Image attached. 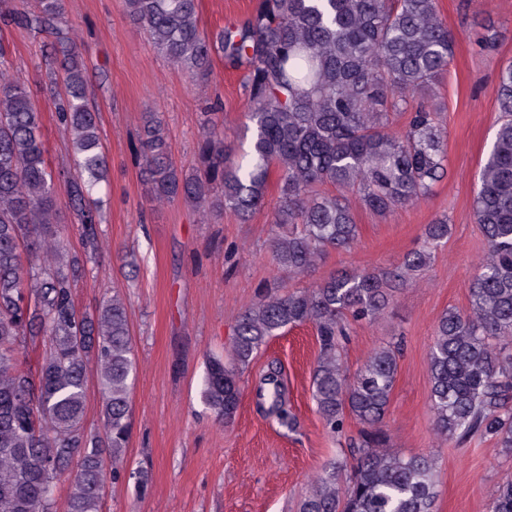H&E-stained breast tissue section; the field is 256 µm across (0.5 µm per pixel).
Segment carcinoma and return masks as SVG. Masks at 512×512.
<instances>
[{"label": "carcinoma", "instance_id": "cac0c4a2", "mask_svg": "<svg viewBox=\"0 0 512 512\" xmlns=\"http://www.w3.org/2000/svg\"><path fill=\"white\" fill-rule=\"evenodd\" d=\"M128 15L173 66L207 74L213 56L247 69L245 117L254 127L249 159L235 162L224 125L206 119L189 170L170 158L165 126L147 112L138 153L159 200H182L200 212L226 210L246 220L262 206L271 179L279 202L272 223L275 263L304 274L329 249L359 238L348 193L386 216L425 197L447 174L446 135L434 103L407 111L448 69L455 39L436 0H257L253 14L205 33L198 0H126ZM63 0L34 10L0 0V20L55 39L45 86L67 131L75 174L68 204L80 236L99 250L106 174L98 112L77 34L62 26ZM0 46V512H52L56 483L70 482L68 512H99L101 486L125 475L131 434L135 359L119 295L93 314L74 306L72 285L87 257L71 251L57 225L56 185L65 173L46 163L42 111L24 84L4 78ZM502 118L479 171L474 220L486 253L469 288L470 308L440 317L428 358L436 432L458 444L475 435L512 456V64L501 68ZM409 112L402 132L391 115ZM330 185L339 194L320 191ZM444 218L425 227L419 245L393 269L340 272L312 288L266 295L236 321L231 356L211 358L201 399L214 417H234L238 371L289 326L314 325L320 355L312 394L325 427L362 428L349 438L352 465L331 461L300 512H434L435 462L391 451L385 418L400 348L372 353L352 377L343 369L347 318L372 323L395 293L419 276L448 239ZM45 351L31 360L28 345ZM95 367L103 401L100 432L83 423L86 374ZM272 409L287 419L276 373L266 378ZM491 512H512V483L500 486Z\"/></svg>", "mask_w": 512, "mask_h": 512}]
</instances>
